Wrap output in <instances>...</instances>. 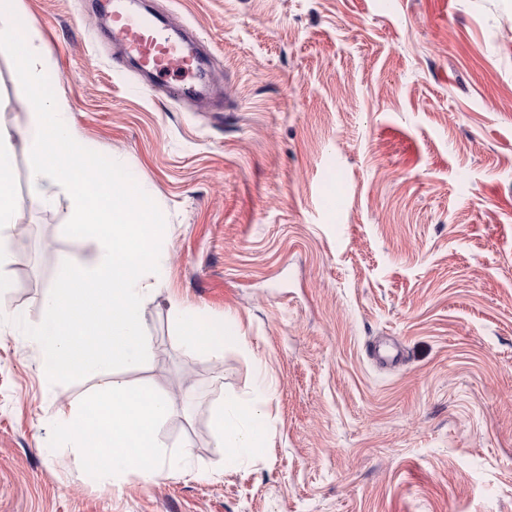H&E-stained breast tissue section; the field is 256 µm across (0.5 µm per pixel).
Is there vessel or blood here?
<instances>
[{"mask_svg":"<svg viewBox=\"0 0 512 512\" xmlns=\"http://www.w3.org/2000/svg\"><path fill=\"white\" fill-rule=\"evenodd\" d=\"M112 42L124 47L176 100H204L213 76L202 60L175 42L168 22L149 18L138 0H112Z\"/></svg>","mask_w":512,"mask_h":512,"instance_id":"vessel-or-blood-1","label":"vessel or blood"}]
</instances>
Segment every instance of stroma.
I'll list each match as a JSON object with an SVG mask.
<instances>
[{"instance_id": "35a3bbf8", "label": "stroma", "mask_w": 512, "mask_h": 512, "mask_svg": "<svg viewBox=\"0 0 512 512\" xmlns=\"http://www.w3.org/2000/svg\"><path fill=\"white\" fill-rule=\"evenodd\" d=\"M210 52L224 109L150 90L102 39V0H16L70 130L122 163L165 218L144 301L153 349L124 372L172 397L177 472L96 479L51 448L85 378L41 373L37 320L70 238L27 189L17 135L15 288L0 309V512H512V0H147ZM36 225L23 266L16 227ZM220 321L219 355L181 346ZM262 401L263 439L221 459L212 412ZM178 336L181 344L191 351L204 350L217 355L224 350L223 322L186 318L180 324Z\"/></svg>"}]
</instances>
